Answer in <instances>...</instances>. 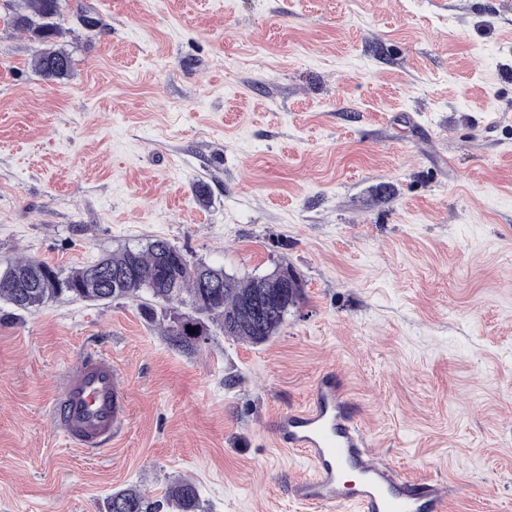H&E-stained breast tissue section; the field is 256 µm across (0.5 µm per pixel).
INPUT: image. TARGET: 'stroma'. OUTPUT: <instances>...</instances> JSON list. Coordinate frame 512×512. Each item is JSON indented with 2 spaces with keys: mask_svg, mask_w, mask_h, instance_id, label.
<instances>
[{
  "mask_svg": "<svg viewBox=\"0 0 512 512\" xmlns=\"http://www.w3.org/2000/svg\"><path fill=\"white\" fill-rule=\"evenodd\" d=\"M59 25L49 82L0 8V269L163 238L238 278L286 260L305 296L270 342L191 355L136 299L0 302V512L181 478L212 512H316L273 428L325 370L447 512H512V0H73ZM89 349L130 392L95 453L45 412Z\"/></svg>",
  "mask_w": 512,
  "mask_h": 512,
  "instance_id": "obj_1",
  "label": "stroma"
}]
</instances>
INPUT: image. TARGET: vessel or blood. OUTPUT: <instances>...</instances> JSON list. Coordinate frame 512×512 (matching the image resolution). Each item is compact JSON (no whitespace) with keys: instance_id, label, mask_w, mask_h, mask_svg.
<instances>
[{"instance_id":"vessel-or-blood-1","label":"vessel or blood","mask_w":512,"mask_h":512,"mask_svg":"<svg viewBox=\"0 0 512 512\" xmlns=\"http://www.w3.org/2000/svg\"><path fill=\"white\" fill-rule=\"evenodd\" d=\"M128 398L111 358L88 351L65 369L49 418L74 447L97 452L122 431ZM274 435L278 447L305 455L311 474L292 492L319 512H446L447 494L438 484L407 480L374 456L347 388L334 373L316 378L304 407L277 416ZM347 470L358 479L346 492L342 475Z\"/></svg>"}]
</instances>
